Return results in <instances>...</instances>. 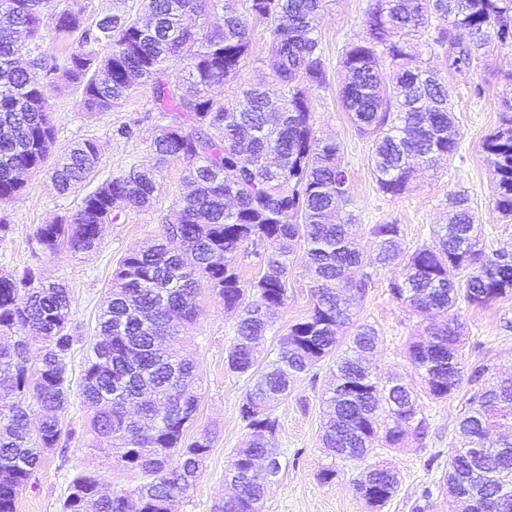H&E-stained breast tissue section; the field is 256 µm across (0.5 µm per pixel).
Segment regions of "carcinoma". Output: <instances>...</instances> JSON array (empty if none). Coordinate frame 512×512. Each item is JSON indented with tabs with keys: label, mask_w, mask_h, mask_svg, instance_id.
Returning a JSON list of instances; mask_svg holds the SVG:
<instances>
[{
	"label": "carcinoma",
	"mask_w": 512,
	"mask_h": 512,
	"mask_svg": "<svg viewBox=\"0 0 512 512\" xmlns=\"http://www.w3.org/2000/svg\"><path fill=\"white\" fill-rule=\"evenodd\" d=\"M133 11L117 9L87 23L82 0H0V198L24 186L21 175L42 167L56 133L45 84L63 83L80 94L88 112H106L139 86H150L158 113L152 139L157 166H131L81 198L75 213L37 227L47 252L60 247L91 254L103 227L118 219L116 202L151 206L161 188L160 167L184 165L191 190L173 203L161 238L128 251L113 274L99 322L102 339L91 347L79 384L92 411L90 441L118 465L147 482L137 490L136 512H173L196 486L212 447L202 430L192 439L200 378L193 356L174 346L197 316L201 288L210 290L237 316L228 369L249 377L239 416L250 430V447L230 465L251 469L257 454L278 458L272 446L279 427L268 404L286 397L294 382L335 355L339 335L353 322L351 297L372 286L373 268L396 266L391 296L410 309L445 317L409 357L429 394L446 399L463 379L476 386L459 422L461 441L448 450L442 473L456 512L496 494L497 512H512V440L483 445L495 426L512 427V380L486 386L491 367L465 373L458 301L481 307L512 295V252L479 247L482 233L467 197L434 232V239L404 254L397 224H374L377 251L364 257L347 225L331 221L350 204V175L341 148L314 129L309 92L327 84L319 25L324 0H136ZM434 15L448 27L430 30ZM270 25L261 70L278 85L270 95L258 78L232 99L215 94L224 79L251 57L249 21ZM365 36L342 53L346 73L339 89L342 108L357 131L373 137L371 165L380 190L403 194L415 173L435 157L451 159L458 138L446 78L420 65L404 37L418 35L438 47L460 71L486 56L490 46L512 48V0H375L366 11ZM78 36L76 50L39 51L38 42L64 43ZM196 50L183 62V45ZM180 69L179 76L173 70ZM390 69L388 82L381 74ZM41 72L45 82L31 79ZM504 123L482 148L492 169V204L512 216V95L502 98ZM99 147L75 142L56 160L52 178L63 193L93 177ZM236 194L233 208L225 195ZM306 246L312 283L309 313L280 336L275 358L255 368V345L273 327L288 300V256ZM253 247L263 272L242 279L236 255ZM70 290L43 283L32 267L0 272V512H16L18 497L41 465L44 451L61 442L71 399L65 360L79 342L70 322ZM378 335L362 325L351 354L337 362L336 388L327 399L321 447L339 461L364 464L356 496L380 507L396 492L399 474L370 462L379 434L390 448L426 435L416 400L407 387L374 376L364 356ZM41 354L31 362L29 345ZM387 415L380 431L379 411ZM40 423L30 426L33 414ZM266 485L255 477L237 482L233 497L214 512H255ZM62 512H129L123 490L101 493L90 475L74 477Z\"/></svg>",
	"instance_id": "cac0c4a2"
}]
</instances>
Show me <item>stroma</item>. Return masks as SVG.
<instances>
[{"mask_svg": "<svg viewBox=\"0 0 512 512\" xmlns=\"http://www.w3.org/2000/svg\"><path fill=\"white\" fill-rule=\"evenodd\" d=\"M373 0H327L321 26V51L329 72L326 86L310 92L312 112L318 134L340 144L342 160L351 176L352 203L349 212L355 222L352 232L364 255L376 252L370 234L374 224H396L401 228L400 244L409 252L430 242L433 229L448 219V196L466 194L483 229L486 248L512 251V217L499 214L491 204L493 175L482 150L485 137L501 123L499 101L503 92L501 77L512 72V48L490 49L472 68L447 69L443 51L433 48L421 57L446 72L450 101L460 131L459 148L452 161L437 162L418 174L404 194L392 197L382 193L372 174L370 143L355 129L338 98L343 79V48L363 36V18ZM482 85V96L473 88ZM56 127V152L72 142L96 140L100 160L95 174L84 186L96 185L134 164H151L154 155L150 141L156 121L149 87H141L112 111H85L75 90L47 88ZM130 126L131 138L118 136L121 126ZM53 159L29 174L24 188L7 200H0V218L10 231L0 235V270L38 267L50 281L66 283L71 291L72 325L80 341L66 361L72 383H79L88 343L97 334V323L104 298L112 286V273L128 251L161 234L164 217L169 215L176 194L185 187L186 173L177 162L164 164L162 188L151 207L144 210L118 208V219L103 229L101 243L92 254L67 249L48 255L35 238L39 225L72 214L81 194L59 193L51 180ZM398 270L393 266L373 269V284L358 303L359 322L373 326L379 343L368 362L378 375H394L411 387L417 406L426 418L428 432L423 440L409 441L406 447L378 445L375 460L394 467L400 478L396 493L377 512H413L425 487L434 493L426 501L425 512H450L449 496L438 484L448 463V448L458 437V418L469 383L444 400L428 396L421 375L408 358L410 343L423 339L435 314H419L394 300L389 282ZM312 304L311 284L302 252H294L288 266V301L275 318L273 328L261 342L257 367L272 358L280 336L303 317ZM464 324L462 352L466 365L489 363L500 377H512V297L501 298L478 308L461 306ZM235 317L211 294H203L196 323L189 329L184 346L194 355L201 378L199 408L194 430L209 429L212 448L206 466L190 496L178 500L175 512H212L214 504L233 493L226 470L234 454L248 447L249 435L239 417V405L248 389L246 377L230 371L226 352L234 338ZM335 383V367L325 360L295 382L288 397L277 400L272 413L279 421L273 440L280 453L282 470L266 491L264 512H370L354 491L353 480L359 470L343 463L331 483L320 482L318 475L330 466L331 459L321 448L322 400ZM90 413L79 396H72L65 417L66 427L75 429L78 438L61 448L46 452L28 488L19 496L17 512H61L70 492L72 479L79 474L93 475L102 490H133L144 481L136 471L112 464L102 450L90 447L85 433Z\"/></svg>", "mask_w": 512, "mask_h": 512, "instance_id": "1", "label": "stroma"}]
</instances>
